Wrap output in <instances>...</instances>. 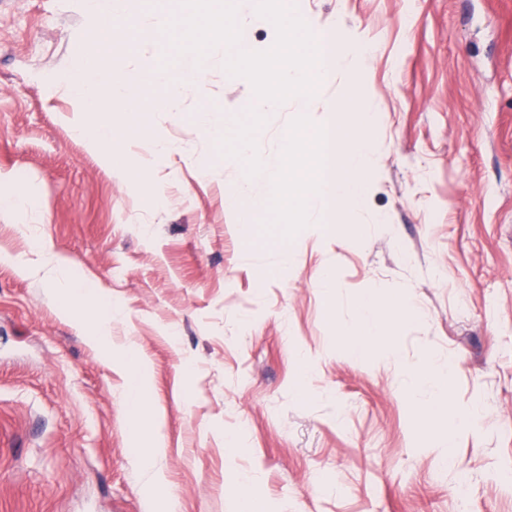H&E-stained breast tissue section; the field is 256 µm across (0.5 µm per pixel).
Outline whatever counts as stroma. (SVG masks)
I'll list each match as a JSON object with an SVG mask.
<instances>
[{
    "label": "stroma",
    "instance_id": "1",
    "mask_svg": "<svg viewBox=\"0 0 512 512\" xmlns=\"http://www.w3.org/2000/svg\"><path fill=\"white\" fill-rule=\"evenodd\" d=\"M294 3L375 51L267 113L258 152L277 170L293 118L321 125L362 98L375 165L354 240L317 217L286 240L259 212L242 235L228 192L262 200L271 180L245 182L195 119L221 125L251 91L223 49L206 57L205 97L147 102L154 137L116 145L119 169L74 131L70 77L97 28L83 0H0V194L32 191L0 209V512H165L168 492L175 512H248L253 498L273 512H454L462 483L475 512H512V0ZM137 24L120 59L132 85L141 57L172 53ZM40 242L49 263L23 274ZM373 285L416 306L394 361L356 356L346 334ZM107 309L111 337L94 340ZM121 344L146 366L152 415L127 403ZM431 357L457 361L450 406L487 408L481 425L449 423L445 455L405 395L406 368ZM158 426L164 445L142 466Z\"/></svg>",
    "mask_w": 512,
    "mask_h": 512
}]
</instances>
